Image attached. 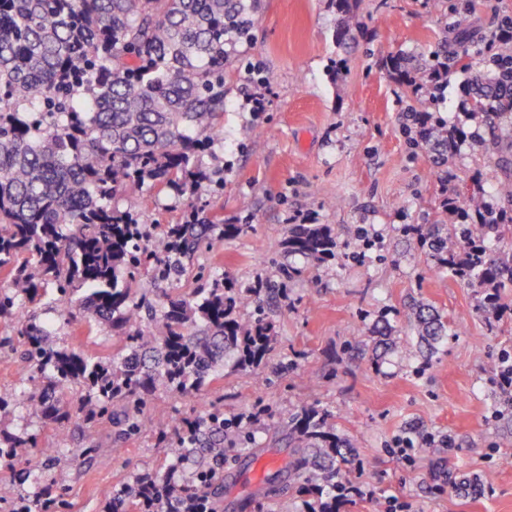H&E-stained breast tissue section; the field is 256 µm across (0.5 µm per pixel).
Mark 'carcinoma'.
<instances>
[{"label": "carcinoma", "mask_w": 512, "mask_h": 512, "mask_svg": "<svg viewBox=\"0 0 512 512\" xmlns=\"http://www.w3.org/2000/svg\"><path fill=\"white\" fill-rule=\"evenodd\" d=\"M261 0H0V320L14 341L0 348L30 369L27 383L0 393V411L47 391L37 414L63 424L112 423L123 438L137 434L151 398H197L227 367H254L272 351L274 326L264 300L286 286L239 283L215 269H191L215 231L229 239L249 228L222 224L194 209L183 224H140L128 198L145 192L194 197L224 186V169L203 163L224 145V76L237 47L253 41ZM466 37L441 64L470 73ZM491 73H471L466 109L489 137L438 122L418 131L415 145L442 158L470 144L495 167L493 193L448 192L456 223L448 233L416 228L437 263L477 289L475 310L488 318L512 288V44L503 42ZM280 247L315 265L336 258L326 224H290ZM191 286H185L186 281ZM52 291L70 308L68 321L88 335L118 339L112 354L93 357L49 339L30 304ZM252 309L249 318L241 311ZM419 346L434 353L448 322L431 305L408 309ZM384 352L412 357L391 327L378 330ZM85 388L78 403L71 390ZM252 434L212 407L170 439L173 464L134 482L127 495L157 502V512L184 507L220 484L224 443H252ZM37 435L0 429V462H12ZM294 449L288 476L312 495L307 512H336V486L355 465L351 442L330 415L301 406L288 415ZM76 454L61 451L53 471L56 512Z\"/></svg>", "instance_id": "1"}]
</instances>
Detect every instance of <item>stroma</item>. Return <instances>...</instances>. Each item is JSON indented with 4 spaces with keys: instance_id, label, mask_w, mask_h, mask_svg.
Here are the masks:
<instances>
[{
    "instance_id": "1",
    "label": "stroma",
    "mask_w": 512,
    "mask_h": 512,
    "mask_svg": "<svg viewBox=\"0 0 512 512\" xmlns=\"http://www.w3.org/2000/svg\"><path fill=\"white\" fill-rule=\"evenodd\" d=\"M510 16L512 0H351L346 13L336 0H262L255 37L238 54L274 72L269 107L249 111L244 67L226 75L224 146L216 151L224 188L205 195L222 222L250 230L216 241L198 262L241 282L287 284L286 296L270 306L274 348L260 367L225 370L199 398L152 399L170 434L210 405L228 419L259 412L253 448L224 464V483L211 496L215 512H300L297 490L269 495L249 464L284 468L292 450L283 422L301 405L329 411L337 433L354 446L352 481L370 494L340 512H386L392 497L411 512H512V397L499 390L493 368L501 353L512 352V291L506 313L488 329L472 311L475 290L437 265L412 231L451 224L441 196L448 177L465 189L488 187L491 171L466 147L436 164L412 145L416 127L407 116L417 97L390 64L397 56L408 69L432 61L462 26L474 70L491 71L489 49ZM341 23L350 30L343 44L336 39ZM467 81L463 73L449 80L435 119L474 127L465 114ZM126 206L142 223L180 224L191 202L163 194ZM299 212L333 229L341 244L336 260L311 267L283 252L279 243ZM414 302L448 320V339L431 356L376 357L377 326L390 324L413 339L406 309ZM39 315L58 344L90 354L112 349L111 336L86 338L62 309ZM36 408L32 401L0 415L10 431L26 424L39 436L36 448L0 467V512H11L17 495L37 499L53 489L46 460L59 448L97 446L92 460L74 464L66 512H104L108 491L154 472L170 453L152 426L119 441L108 422L67 432L37 418ZM424 435L442 443L441 454L425 445L408 460L392 454L394 440ZM484 472L493 479L474 495L449 481Z\"/></svg>"
}]
</instances>
